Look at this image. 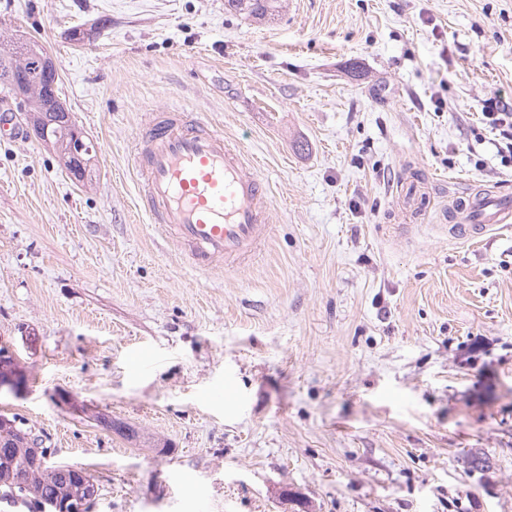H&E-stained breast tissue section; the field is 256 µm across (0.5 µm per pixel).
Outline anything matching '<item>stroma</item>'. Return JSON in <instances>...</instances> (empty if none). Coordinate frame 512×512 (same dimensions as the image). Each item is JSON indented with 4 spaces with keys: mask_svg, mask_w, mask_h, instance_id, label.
<instances>
[{
    "mask_svg": "<svg viewBox=\"0 0 512 512\" xmlns=\"http://www.w3.org/2000/svg\"><path fill=\"white\" fill-rule=\"evenodd\" d=\"M17 29L96 160L81 184L0 136L26 380L0 414L87 469L92 512H512V224L448 233L457 198L512 193L481 120L512 98V0H0V48ZM174 105L268 185L243 268L192 267L141 206L144 116ZM280 0H225L229 10L245 14L259 21H269L278 16Z\"/></svg>",
    "mask_w": 512,
    "mask_h": 512,
    "instance_id": "stroma-1",
    "label": "stroma"
}]
</instances>
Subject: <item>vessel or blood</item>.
<instances>
[{"label":"vessel or blood","mask_w":512,"mask_h":512,"mask_svg":"<svg viewBox=\"0 0 512 512\" xmlns=\"http://www.w3.org/2000/svg\"><path fill=\"white\" fill-rule=\"evenodd\" d=\"M135 163L145 210L193 267L237 268L267 242L265 182L244 150L201 118L177 109L148 114ZM454 214L451 233L473 240L512 223V195L473 194L457 200Z\"/></svg>","instance_id":"1"}]
</instances>
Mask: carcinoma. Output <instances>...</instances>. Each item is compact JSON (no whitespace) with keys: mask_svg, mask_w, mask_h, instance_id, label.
I'll return each instance as SVG.
<instances>
[{"mask_svg":"<svg viewBox=\"0 0 512 512\" xmlns=\"http://www.w3.org/2000/svg\"><path fill=\"white\" fill-rule=\"evenodd\" d=\"M228 9L245 14L259 21H269L278 15L280 0H224ZM39 47V41L28 39V46H15L0 50V60L8 56L10 64H33L32 49ZM29 123L32 128L48 127V140L58 157L59 164L69 166L75 144L73 129L57 114L50 113L47 99L31 96L28 100ZM6 434L8 444L15 452L5 460L0 458V502L31 505L36 509L54 508L71 498H93L95 483L91 476L85 481H74L70 473L59 465L46 461L47 449L43 440L22 428L0 424V434ZM44 460L42 468H34L36 459Z\"/></svg>","mask_w":512,"mask_h":512,"instance_id":"1","label":"carcinoma"}]
</instances>
